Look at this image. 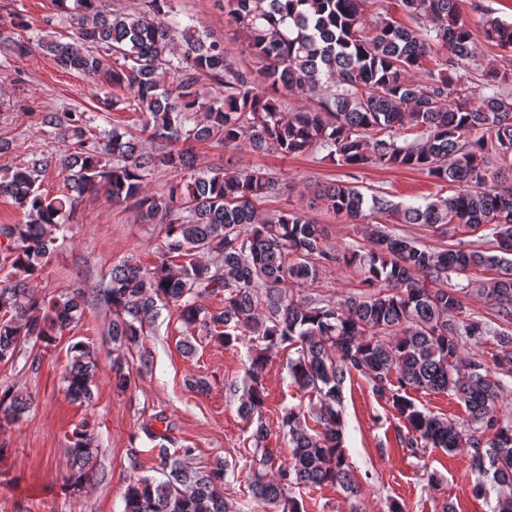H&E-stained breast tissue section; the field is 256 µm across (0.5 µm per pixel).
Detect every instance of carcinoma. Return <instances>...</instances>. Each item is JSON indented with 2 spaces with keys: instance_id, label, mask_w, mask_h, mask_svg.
<instances>
[{
  "instance_id": "carcinoma-1",
  "label": "carcinoma",
  "mask_w": 512,
  "mask_h": 512,
  "mask_svg": "<svg viewBox=\"0 0 512 512\" xmlns=\"http://www.w3.org/2000/svg\"><path fill=\"white\" fill-rule=\"evenodd\" d=\"M102 0H58L67 41L22 35L5 47L20 60L34 48L112 89V106L139 114L155 152L133 133L114 126L97 134L94 116L80 110L47 112L42 125L68 144L45 151L0 178V197L26 221L1 224L10 264L0 281V362L16 360L23 345L50 344L56 331L80 319L87 302L74 284L45 303L33 289L58 248L59 233L87 192L103 191L115 203H132L146 222L166 226L160 263L148 269L123 262L112 267L97 300L112 318V351L140 350L157 303L174 306L187 329L200 326L224 345L252 337L250 364L238 407L257 421L248 488L261 509L302 512L287 492L339 485L360 493L346 454L342 411L345 383L358 374L373 395L402 421L399 443L418 454L430 448L466 452L471 466L490 473L497 486L496 512H512V420L500 417L512 392V68L477 51L458 0H399L415 22L402 28L380 14L367 16L370 0H224V11L242 33L261 67L239 66L224 44L199 32L196 21L169 20L171 0H144L132 13L108 12ZM486 41L512 49V23L491 14L482 22ZM435 66L417 78L421 59ZM207 78L223 96L198 91ZM298 94L307 104L287 109ZM419 132L411 142L397 131ZM190 142H210L258 155L281 157L326 152L337 165L419 170L453 193L424 205L403 206L384 194L365 196L340 181L320 190L323 204L352 224L363 225L366 251L338 255L324 248L322 225L303 212L263 216L261 204L284 183L261 170L195 164ZM183 175L166 193H148L154 165ZM65 173L62 189H43L46 172ZM395 224L453 226L460 233L490 228L491 247H431L393 231ZM216 254L206 264L201 255ZM181 263H173V259ZM345 262L358 267L371 292L326 299L310 289L320 267ZM487 272L477 292L492 302L496 326L475 319L448 274ZM224 292V308L198 304L205 293ZM491 336L502 351L479 358L461 349ZM294 351L288 374L303 397L318 400L310 426L301 407L283 410L280 429L292 457L275 464L261 447L267 429L264 374L272 354ZM96 349L70 347L66 392L74 402L93 398ZM447 394L464 404L460 422L420 407L411 392ZM33 400L0 391V414L16 420ZM142 425L158 447L164 479L138 476L123 493V512H237L224 496L228 469L188 465L170 454V426ZM70 482L94 476L98 448L87 428L73 433Z\"/></svg>"
}]
</instances>
